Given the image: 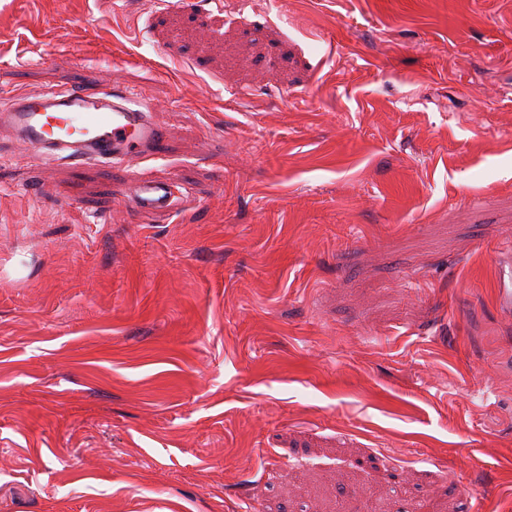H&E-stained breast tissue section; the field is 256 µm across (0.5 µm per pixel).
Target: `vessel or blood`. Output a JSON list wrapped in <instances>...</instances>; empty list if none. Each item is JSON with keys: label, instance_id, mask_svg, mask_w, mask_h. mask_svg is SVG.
<instances>
[{"label": "vessel or blood", "instance_id": "vessel-or-blood-1", "mask_svg": "<svg viewBox=\"0 0 512 512\" xmlns=\"http://www.w3.org/2000/svg\"><path fill=\"white\" fill-rule=\"evenodd\" d=\"M0 135L35 149L37 159L67 164L152 158L169 137L152 108L108 84L15 95L0 103ZM173 195L171 184L148 176L130 189L128 201L135 211L153 215L167 211ZM497 301L501 314H512L511 264L500 268Z\"/></svg>", "mask_w": 512, "mask_h": 512}]
</instances>
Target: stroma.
I'll return each mask as SVG.
<instances>
[{
  "label": "stroma",
  "instance_id": "1",
  "mask_svg": "<svg viewBox=\"0 0 512 512\" xmlns=\"http://www.w3.org/2000/svg\"><path fill=\"white\" fill-rule=\"evenodd\" d=\"M103 81L156 158L0 142V512H512V0H0ZM174 196L173 186L153 177L140 179L129 191L128 201L135 211L153 215L167 211ZM497 301L501 314L510 317L512 314V265L510 261L502 265L499 271Z\"/></svg>",
  "mask_w": 512,
  "mask_h": 512
}]
</instances>
